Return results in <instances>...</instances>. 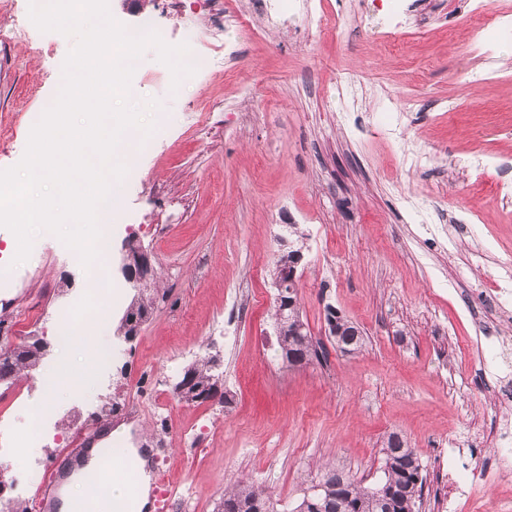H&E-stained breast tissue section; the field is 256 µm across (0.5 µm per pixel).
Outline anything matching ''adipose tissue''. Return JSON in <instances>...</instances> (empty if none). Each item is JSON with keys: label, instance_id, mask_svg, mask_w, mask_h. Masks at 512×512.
Instances as JSON below:
<instances>
[{"label": "adipose tissue", "instance_id": "obj_1", "mask_svg": "<svg viewBox=\"0 0 512 512\" xmlns=\"http://www.w3.org/2000/svg\"><path fill=\"white\" fill-rule=\"evenodd\" d=\"M91 382L88 370L62 362L58 370L46 379L47 393L33 407V417L46 415L52 409L60 392L70 386ZM146 460L134 448L113 451L111 470H103L97 453H90L85 462L76 467L61 496V512H99L102 496L117 502L129 501L132 512H148L149 477Z\"/></svg>", "mask_w": 512, "mask_h": 512}]
</instances>
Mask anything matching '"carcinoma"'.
I'll return each instance as SVG.
<instances>
[{"label":"carcinoma","mask_w":512,"mask_h":512,"mask_svg":"<svg viewBox=\"0 0 512 512\" xmlns=\"http://www.w3.org/2000/svg\"><path fill=\"white\" fill-rule=\"evenodd\" d=\"M155 274H149L138 284L130 305L128 321L140 326L147 322L156 305V293L152 288ZM6 346H0V385L12 384L20 372H31L39 366L44 357L43 348L47 342L42 338L30 337L11 347L9 339H3ZM280 356L286 357L288 351L300 352L305 363H319L326 360L324 348L313 343L309 330L304 336L277 337ZM219 359L209 356L186 367L179 375L173 388L189 381L192 389L198 391L199 401L219 400L228 404L224 395L223 373L218 371ZM383 463L380 475L375 482L365 486L353 480L346 488L339 487L338 473L329 471L319 479H310L304 492L310 497H301L292 512H388L387 505L381 500L380 492L395 489L396 499L393 512H416L417 503L423 492L421 467L413 449L406 439L391 433L381 448ZM219 512H277L276 504L262 489L246 480H236L225 488L219 503Z\"/></svg>","instance_id":"1"}]
</instances>
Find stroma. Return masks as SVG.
Here are the masks:
<instances>
[{
    "label": "stroma",
    "instance_id": "obj_1",
    "mask_svg": "<svg viewBox=\"0 0 512 512\" xmlns=\"http://www.w3.org/2000/svg\"><path fill=\"white\" fill-rule=\"evenodd\" d=\"M248 2L225 9L236 52L209 73L172 90L150 48L133 74V101L157 103L154 137L118 185L109 253L128 240L151 251L162 299L132 342L116 336L133 291L114 273L105 323L90 328V342L62 348L56 314L81 297V266L41 234L14 264V235L0 227V278L18 281L0 304V336L49 345L35 371L0 387L14 433L26 434L28 409L63 357L90 365L98 348L115 352L92 387L58 397L43 441L16 464L67 469L88 417L116 403L120 415L102 428L131 429L130 447L174 489L171 512H214L225 481L239 476L289 512L308 471L373 482L397 432L425 479L418 512H437V451L485 447L486 351L494 337L512 343L486 294L489 278L512 270V205L492 195L497 178L512 179V139L498 135L512 128V39L496 40L487 63L468 46L459 0H409L422 31L392 36L366 21L362 0H325L346 17L312 37L295 25L254 28ZM140 9L173 45L216 19L212 0H141ZM74 44L34 27L0 40V129L9 132L0 170L22 159L27 117L56 99ZM416 153L427 157L419 168L408 163ZM477 154L496 164L480 182ZM286 224L305 235L298 298L327 353L295 369L274 331L272 271ZM329 304L365 331L361 351L342 354L326 336ZM207 355L220 360L229 406L173 392ZM170 428L196 447L162 443Z\"/></svg>",
    "mask_w": 512,
    "mask_h": 512
}]
</instances>
